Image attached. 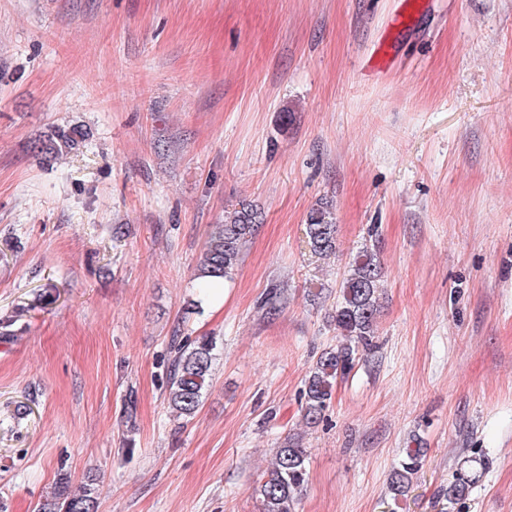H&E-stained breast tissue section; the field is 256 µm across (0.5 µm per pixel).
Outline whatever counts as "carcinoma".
I'll use <instances>...</instances> for the list:
<instances>
[{
    "label": "carcinoma",
    "mask_w": 512,
    "mask_h": 512,
    "mask_svg": "<svg viewBox=\"0 0 512 512\" xmlns=\"http://www.w3.org/2000/svg\"><path fill=\"white\" fill-rule=\"evenodd\" d=\"M82 137L74 127L59 129L41 144L40 151L53 156L72 150ZM259 222L256 210L247 206L224 217V223L211 226L208 241L198 266V279L205 284L228 280L242 262L247 243ZM312 253L328 257L336 252L337 225L332 212L320 207L308 216L305 230ZM380 267L377 254L365 248L353 259L340 288V300L332 315L341 342L320 354L305 380L302 406L306 426L317 424L329 407L337 380L349 377L360 360L377 348L375 327L379 312ZM173 358L169 367L166 400L178 419L196 416L212 380L218 342L213 336L173 340ZM425 449L408 448L390 478L393 499L410 491L413 479L422 467ZM307 449L287 439L276 449L264 480L257 487L259 512H296L306 475ZM480 481L478 472L460 468L441 496L450 504L468 499ZM36 512H98V494L92 485L70 489L62 477L51 496L36 507Z\"/></svg>",
    "instance_id": "cac0c4a2"
}]
</instances>
